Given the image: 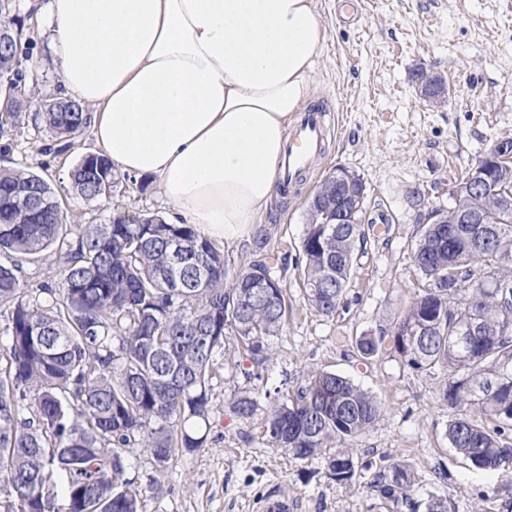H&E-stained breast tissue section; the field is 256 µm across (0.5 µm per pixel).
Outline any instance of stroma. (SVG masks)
<instances>
[{
    "label": "stroma",
    "instance_id": "35a3bbf8",
    "mask_svg": "<svg viewBox=\"0 0 512 512\" xmlns=\"http://www.w3.org/2000/svg\"><path fill=\"white\" fill-rule=\"evenodd\" d=\"M317 0L326 40L317 59L316 105H329L325 150L300 185L277 191L238 238L224 241L230 271L256 258V234L279 256L275 274L288 292L283 331L268 340L265 362L255 363L227 338L210 382L212 413L205 447L176 456L157 469L146 453L128 455V477L141 486V512H262L271 494L292 512H393L369 487L390 464H406L417 483L413 497H447L456 512H504L512 496V471L474 469L448 443L449 410L440 394L445 368L419 372L390 355L361 358L360 336L390 330L413 296L418 275L411 251L425 216L449 208V189L503 139H512V0ZM30 52L21 67L36 73L40 95L57 96L60 75L43 36L38 0H15ZM440 70L448 82L444 105L419 99L413 74ZM51 136L37 112L0 130V165L65 180L81 156L97 151L92 130L59 154L43 153ZM343 167L366 185L368 215L383 214L385 228L368 233L356 251L346 299L336 316L307 305L295 259L308 201L318 184ZM162 216L170 207L158 183L123 181L111 201L95 206L70 196L69 224H97L113 208ZM351 379L378 402L380 413L360 438L299 461L273 448L265 420L272 400L294 397L308 371ZM256 389L258 408L241 420L230 409L234 395ZM352 453L356 480L332 478L327 461Z\"/></svg>",
    "mask_w": 512,
    "mask_h": 512
}]
</instances>
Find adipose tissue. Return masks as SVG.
Wrapping results in <instances>:
<instances>
[{
	"instance_id": "1",
	"label": "adipose tissue",
	"mask_w": 512,
	"mask_h": 512,
	"mask_svg": "<svg viewBox=\"0 0 512 512\" xmlns=\"http://www.w3.org/2000/svg\"><path fill=\"white\" fill-rule=\"evenodd\" d=\"M60 95L94 110L116 171L157 179L170 220L238 237L276 192L315 91V0H43Z\"/></svg>"
}]
</instances>
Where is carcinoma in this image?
Segmentation results:
<instances>
[{"label":"carcinoma","instance_id":"obj_1","mask_svg":"<svg viewBox=\"0 0 512 512\" xmlns=\"http://www.w3.org/2000/svg\"><path fill=\"white\" fill-rule=\"evenodd\" d=\"M12 0H0V70L16 71L15 123L33 101L20 70L23 23ZM41 119L59 152L90 125L83 103L46 100ZM125 176L100 152L82 156L62 190L42 175L0 167V315L8 344L0 365V512H140L142 490L127 477L126 453L141 450L158 468L207 444L212 405L210 372L235 336L255 362L265 340L282 330L288 295L265 252L232 274L217 247L191 224H171L149 212L112 213L69 235L60 192L97 205L112 198ZM498 196H512V166L498 170ZM484 212L481 224H437L428 215L412 261L421 289L390 331L356 343L368 359L400 357L415 371L448 369L451 447L480 470H512V208L492 196H461ZM364 209L353 224H323L307 209L298 276L311 308L336 314L357 246L367 243ZM60 255L55 284L30 295L24 263ZM495 269L498 285L477 279ZM475 333L462 332L469 315ZM257 409L251 391L231 411L242 420ZM379 415L376 401L350 379L311 371L292 399L272 407L271 444L307 460L335 442L353 441ZM339 482L356 478L353 456L328 460ZM413 471L400 464L374 475L370 486L416 512Z\"/></svg>","mask_w":512,"mask_h":512}]
</instances>
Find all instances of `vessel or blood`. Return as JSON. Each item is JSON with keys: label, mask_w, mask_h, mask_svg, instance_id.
Instances as JSON below:
<instances>
[{"label": "vessel or blood", "mask_w": 512, "mask_h": 512, "mask_svg": "<svg viewBox=\"0 0 512 512\" xmlns=\"http://www.w3.org/2000/svg\"><path fill=\"white\" fill-rule=\"evenodd\" d=\"M324 112L312 109L303 114L290 135L287 149V162L280 179L282 186L296 184L310 165L312 158L319 154L325 145Z\"/></svg>", "instance_id": "vessel-or-blood-1"}]
</instances>
